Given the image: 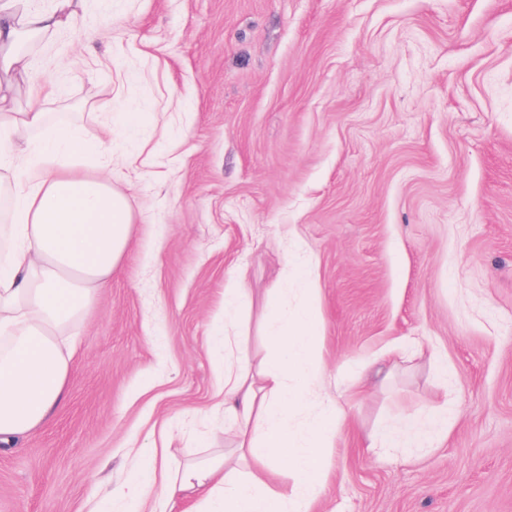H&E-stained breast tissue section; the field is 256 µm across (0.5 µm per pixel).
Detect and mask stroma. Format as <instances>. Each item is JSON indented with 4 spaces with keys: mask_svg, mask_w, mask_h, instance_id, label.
Segmentation results:
<instances>
[{
    "mask_svg": "<svg viewBox=\"0 0 512 512\" xmlns=\"http://www.w3.org/2000/svg\"><path fill=\"white\" fill-rule=\"evenodd\" d=\"M30 60L89 174L122 160L134 222L59 330L66 405L0 451V512H91L138 449L223 447L212 346L238 277L255 362L284 278L320 291L345 423L316 512H512V0H85ZM445 398L442 447L369 449Z\"/></svg>",
    "mask_w": 512,
    "mask_h": 512,
    "instance_id": "35a3bbf8",
    "label": "stroma"
}]
</instances>
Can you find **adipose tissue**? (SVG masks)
Wrapping results in <instances>:
<instances>
[{
  "label": "adipose tissue",
  "mask_w": 512,
  "mask_h": 512,
  "mask_svg": "<svg viewBox=\"0 0 512 512\" xmlns=\"http://www.w3.org/2000/svg\"><path fill=\"white\" fill-rule=\"evenodd\" d=\"M83 0L50 8L0 0V86L28 76L26 40L73 27ZM87 143L80 126L49 125L43 102L30 97L11 111L0 93V195L10 216L0 224L9 250L0 255V447L17 448L64 406L70 361L55 331L89 315L93 285L105 284L130 243L133 214L108 174L79 164ZM317 289L294 304L279 289L265 318L269 349L252 365L234 324L224 326V385L219 408L238 445L199 460L167 448H143L128 476L107 490L99 512H313L327 476L338 413L314 409L324 387L318 342Z\"/></svg>",
  "instance_id": "1"
}]
</instances>
